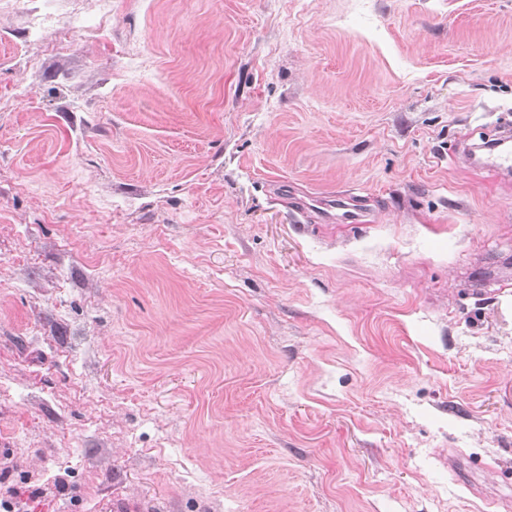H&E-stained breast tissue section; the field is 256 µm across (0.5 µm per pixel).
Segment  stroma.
<instances>
[{
	"label": "stroma",
	"mask_w": 512,
	"mask_h": 512,
	"mask_svg": "<svg viewBox=\"0 0 512 512\" xmlns=\"http://www.w3.org/2000/svg\"><path fill=\"white\" fill-rule=\"evenodd\" d=\"M511 119L512 0H0V493L512 500Z\"/></svg>",
	"instance_id": "obj_1"
}]
</instances>
